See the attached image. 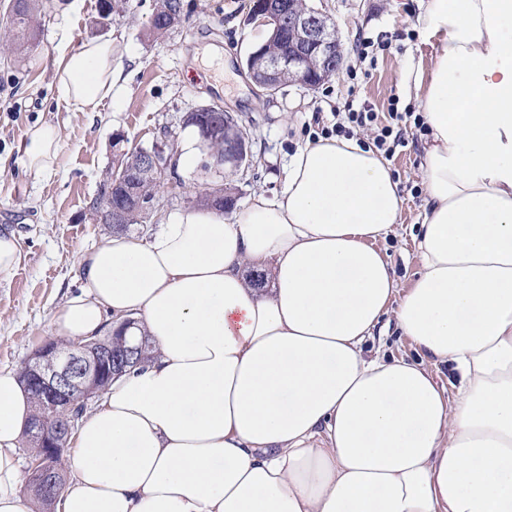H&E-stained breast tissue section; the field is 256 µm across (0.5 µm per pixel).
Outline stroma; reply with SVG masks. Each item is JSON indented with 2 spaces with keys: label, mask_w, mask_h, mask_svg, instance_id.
<instances>
[{
  "label": "stroma",
  "mask_w": 512,
  "mask_h": 512,
  "mask_svg": "<svg viewBox=\"0 0 512 512\" xmlns=\"http://www.w3.org/2000/svg\"><path fill=\"white\" fill-rule=\"evenodd\" d=\"M181 23L159 38L147 26L156 0H112V22L98 23L99 0H41L35 48L23 61L0 54V232L15 233L21 262L0 279V370L20 369L43 341L52 339L56 309L79 294L83 255L109 236L93 223L89 203L112 163V143L123 136L124 149L152 148L165 135L184 140L195 133L185 116L222 102L252 133V164L232 172H206L205 149L193 166H178L171 183L159 192L160 206L131 235L145 239L154 225L172 221L195 208L200 195L220 186L234 187L241 202L256 193L279 194L291 157L311 141L310 123L321 114L333 122L334 109L351 102L369 103L379 123H387L390 105L418 112L413 91L418 71L428 69L431 44L422 39L417 19L422 0H306L331 18L343 46L339 72L318 89L291 83L269 96L244 67L263 29L250 21L252 0H182ZM111 38L112 58L121 72L111 102L101 111L70 112L56 100L54 60L70 42ZM385 42L373 58H362L358 41ZM223 50L228 68L206 57ZM38 122L55 125L61 148L50 175L36 179L19 161L17 148ZM405 144L390 155L392 174L402 199L395 234L379 248L392 267L398 291H405L420 267L413 234L424 204L422 183L425 135L403 127ZM368 355L412 358V342L385 317L366 344Z\"/></svg>",
  "instance_id": "1"
}]
</instances>
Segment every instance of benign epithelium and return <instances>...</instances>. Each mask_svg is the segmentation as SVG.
Masks as SVG:
<instances>
[{
  "instance_id": "obj_1",
  "label": "benign epithelium",
  "mask_w": 512,
  "mask_h": 512,
  "mask_svg": "<svg viewBox=\"0 0 512 512\" xmlns=\"http://www.w3.org/2000/svg\"><path fill=\"white\" fill-rule=\"evenodd\" d=\"M251 20L260 26L282 21V27L291 34L288 55L272 53L267 44H257L245 58V68L252 81L265 93L277 91L276 83L283 71L289 81L306 87L320 85L336 73L343 61V51L330 19L314 9L300 8L297 0H255ZM186 120L199 124L204 137L210 138L220 131V124L202 121L201 110L187 115ZM251 158L250 142L244 131L224 145V167L238 170ZM173 170L170 155L162 148H137L129 151L124 167L114 172V178L124 181L143 169ZM158 198L139 195L132 207L147 217L156 211ZM100 223L119 225L127 221V211L105 202L99 213ZM112 331L89 341L69 346L63 342L47 341L39 346L24 363L26 386L39 390L53 405L69 410L84 406L88 399L98 395L97 383L101 377L123 372L115 366L112 357ZM76 417L60 421L54 428L35 427V436L44 448L42 455L28 459L29 481L36 482L52 497L60 493L51 460L63 455L75 428Z\"/></svg>"
}]
</instances>
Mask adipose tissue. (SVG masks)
<instances>
[{"instance_id":"obj_1","label":"adipose tissue","mask_w":512,"mask_h":512,"mask_svg":"<svg viewBox=\"0 0 512 512\" xmlns=\"http://www.w3.org/2000/svg\"><path fill=\"white\" fill-rule=\"evenodd\" d=\"M420 22L412 285L398 292L378 247L398 184L355 139L307 142L280 194L231 216L194 208L148 241L109 237L52 332L135 317L155 349L83 417L54 512H512V0H425ZM55 72L58 103L98 111L119 79L111 40L71 46ZM59 147L39 123L19 151L41 177ZM389 314L421 361L365 356ZM30 413L0 370V512L36 509L18 453Z\"/></svg>"}]
</instances>
